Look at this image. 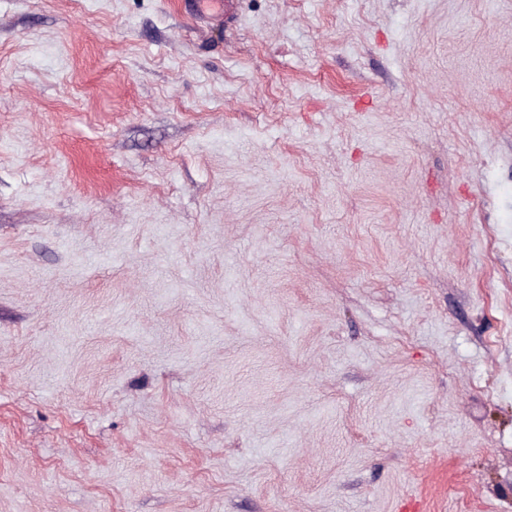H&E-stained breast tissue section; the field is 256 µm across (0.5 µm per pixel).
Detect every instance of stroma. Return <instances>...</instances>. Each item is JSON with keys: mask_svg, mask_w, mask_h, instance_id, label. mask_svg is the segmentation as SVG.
<instances>
[{"mask_svg": "<svg viewBox=\"0 0 512 512\" xmlns=\"http://www.w3.org/2000/svg\"><path fill=\"white\" fill-rule=\"evenodd\" d=\"M512 512V0H0V512Z\"/></svg>", "mask_w": 512, "mask_h": 512, "instance_id": "1", "label": "stroma"}]
</instances>
